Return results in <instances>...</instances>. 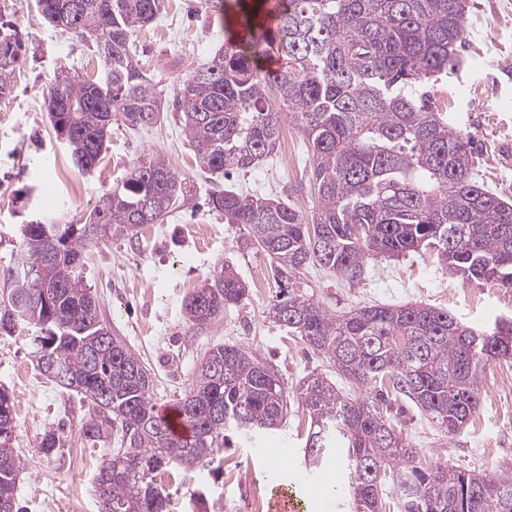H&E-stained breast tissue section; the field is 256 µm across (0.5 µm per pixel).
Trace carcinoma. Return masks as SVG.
Returning a JSON list of instances; mask_svg holds the SVG:
<instances>
[{
  "instance_id": "cac0c4a2",
  "label": "carcinoma",
  "mask_w": 512,
  "mask_h": 512,
  "mask_svg": "<svg viewBox=\"0 0 512 512\" xmlns=\"http://www.w3.org/2000/svg\"><path fill=\"white\" fill-rule=\"evenodd\" d=\"M72 2L38 6L49 25L91 36L104 69L102 81L58 75L47 90L52 128L85 172L108 150L112 125L149 127L164 111L134 35L160 18L165 0H79L76 11ZM466 23V0H224V47L175 88V99L204 172L249 170L272 157L285 121L305 136L318 202L311 218L281 199L233 188L210 196L226 223L246 226L276 275L317 265L358 284L370 257L423 251L467 285L512 286V204L480 181L471 141L434 101V87L459 66ZM22 52L14 33L1 29V100L11 95ZM274 54L280 66L262 67ZM192 192L165 155H144L85 223L61 231L44 214L31 220L0 290V323L10 318L5 333L39 328L33 343L41 372L94 402L81 437L104 443L121 429L122 449H105L95 477L102 512H174L160 472L210 464L233 438L277 429L288 414L278 371L244 347L219 344L179 402L188 434L177 437L152 403L150 370L108 325L87 320L98 314L81 276L87 247L164 223ZM54 239L61 255L47 268ZM38 284L51 292L50 303H30ZM247 292L224 269L183 307L190 322L207 325ZM273 314L339 375L376 389L372 399L352 396L311 375L296 392L310 418L305 457L313 467L340 465L351 512H380L387 487L403 512H512V476L417 466L413 448L380 411L389 397L405 396L442 431L462 430L481 403L489 360L512 355V323L478 332L422 304L336 314L284 289ZM14 427L13 401L0 390V500L15 499L24 466L9 446ZM70 440L49 428L39 453L47 459Z\"/></svg>"
}]
</instances>
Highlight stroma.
<instances>
[{"label": "stroma", "mask_w": 512, "mask_h": 512, "mask_svg": "<svg viewBox=\"0 0 512 512\" xmlns=\"http://www.w3.org/2000/svg\"><path fill=\"white\" fill-rule=\"evenodd\" d=\"M166 5L157 23L136 34L142 69L167 102L161 121L138 131L113 127L107 152L83 173L57 139L45 97L59 70L82 76L99 72L91 44L49 26L35 0H0V25L15 29L26 46L11 96L0 100V275L14 263L20 226L41 204L54 207L60 223H84L137 158L164 153L193 183L192 199L156 225L152 235L114 237L86 249L84 280L96 296L101 319L147 364L157 407L179 402L203 355L217 344L256 352L292 390L305 376L330 374L334 367L273 318L271 306L280 287L269 258L250 245L244 225L225 223L223 214L211 210L208 197L225 185L281 196L310 215L316 204L309 182L312 156L301 133L288 123L279 152L255 168L227 177L200 171L182 132L173 88L223 44L224 16L204 0H166ZM459 56L460 69L439 85L437 97L448 104L449 124L478 149L476 167L485 184L512 202V0H468ZM224 266L246 283L248 296L216 322L192 324L182 307L184 298L205 287ZM302 285L333 312L374 303H422L448 309L477 329L512 320V288L463 284L430 255L417 252L369 260L356 285L312 266ZM30 336L27 330L0 333V387L11 393L16 417L11 446L24 461L16 501L22 512H99L93 480L104 446L77 438L94 403L38 370ZM504 375L512 376V359L490 361L482 374L481 407L453 435L441 432L408 399L394 403L393 420L416 448L419 465L512 475V389L501 387ZM307 422L306 409L292 402L278 432L220 449L223 469L201 467L168 485L174 504L191 512L189 493L197 488L222 512H248V499L270 497L272 483L293 486L313 475L325 484L335 482L334 465L313 472L305 467ZM57 425L72 441L53 458H41L42 435ZM279 448L288 460L284 471L273 464Z\"/></svg>", "instance_id": "obj_1"}]
</instances>
